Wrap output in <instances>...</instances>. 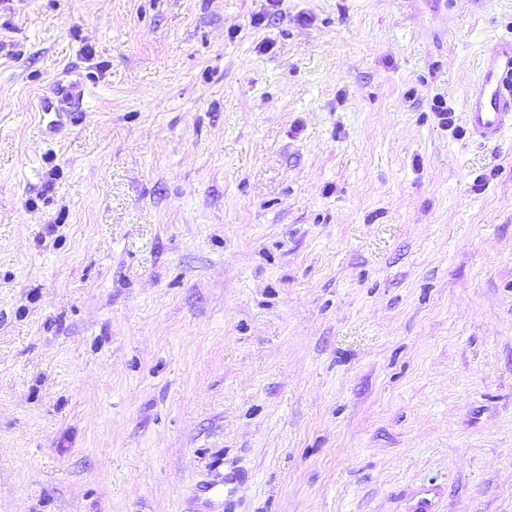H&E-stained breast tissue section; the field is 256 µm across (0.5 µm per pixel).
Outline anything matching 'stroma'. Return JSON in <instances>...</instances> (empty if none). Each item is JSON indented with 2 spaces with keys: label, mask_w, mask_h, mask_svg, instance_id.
<instances>
[{
  "label": "stroma",
  "mask_w": 512,
  "mask_h": 512,
  "mask_svg": "<svg viewBox=\"0 0 512 512\" xmlns=\"http://www.w3.org/2000/svg\"><path fill=\"white\" fill-rule=\"evenodd\" d=\"M502 38L512 0H0V512H512ZM466 107L469 133L481 141L495 142L512 128V40H499L485 50ZM85 89L80 83L57 85L54 91V99L46 98L42 101V111L64 112L63 106L72 104L82 99Z\"/></svg>",
  "instance_id": "35a3bbf8"
}]
</instances>
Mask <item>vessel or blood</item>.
I'll return each instance as SVG.
<instances>
[{
	"instance_id": "vessel-or-blood-1",
	"label": "vessel or blood",
	"mask_w": 512,
	"mask_h": 512,
	"mask_svg": "<svg viewBox=\"0 0 512 512\" xmlns=\"http://www.w3.org/2000/svg\"><path fill=\"white\" fill-rule=\"evenodd\" d=\"M81 84L57 86L53 97L44 99L43 111H62L82 99ZM468 130L484 142L497 141L512 128V40L503 39L488 47L481 71L466 97Z\"/></svg>"
}]
</instances>
